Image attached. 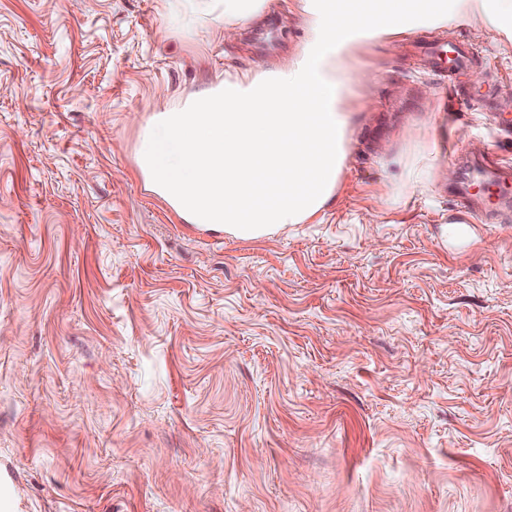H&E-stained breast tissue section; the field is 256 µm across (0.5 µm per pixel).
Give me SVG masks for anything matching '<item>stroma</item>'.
<instances>
[{
	"label": "stroma",
	"instance_id": "obj_1",
	"mask_svg": "<svg viewBox=\"0 0 512 512\" xmlns=\"http://www.w3.org/2000/svg\"><path fill=\"white\" fill-rule=\"evenodd\" d=\"M168 4L0 0V512H512V210L381 202L406 124L512 181V36L362 44L337 199L252 242L145 190L140 126L302 21L189 44ZM451 36L492 108L424 57Z\"/></svg>",
	"mask_w": 512,
	"mask_h": 512
}]
</instances>
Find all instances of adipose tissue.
I'll return each instance as SVG.
<instances>
[{
    "label": "adipose tissue",
    "instance_id": "adipose-tissue-1",
    "mask_svg": "<svg viewBox=\"0 0 512 512\" xmlns=\"http://www.w3.org/2000/svg\"><path fill=\"white\" fill-rule=\"evenodd\" d=\"M274 0H174L169 23L182 39L202 29L237 40ZM305 17L300 49L262 70L225 74L183 105L155 113L140 130L136 165L147 190L185 223L223 229L255 240L323 214L335 198L354 133L348 102L370 73L350 69L361 42L382 43L409 31L404 14L366 16L360 0H297ZM481 14L493 35L512 32V8L488 12L484 0H460L432 26ZM357 29L354 37L346 29ZM401 137L411 149L399 179L382 198L406 204L411 189L447 183L448 167L423 125Z\"/></svg>",
    "mask_w": 512,
    "mask_h": 512
}]
</instances>
